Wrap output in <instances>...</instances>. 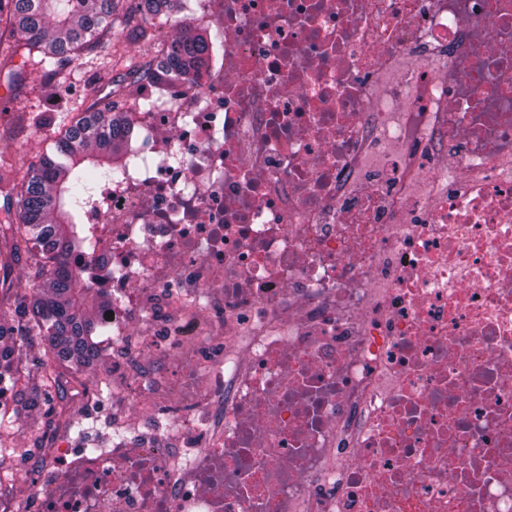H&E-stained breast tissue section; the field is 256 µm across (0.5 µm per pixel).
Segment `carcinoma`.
<instances>
[{"instance_id": "cac0c4a2", "label": "carcinoma", "mask_w": 512, "mask_h": 512, "mask_svg": "<svg viewBox=\"0 0 512 512\" xmlns=\"http://www.w3.org/2000/svg\"><path fill=\"white\" fill-rule=\"evenodd\" d=\"M0 0V18L17 39L0 48L3 59L21 56L31 78L44 79L49 68L76 62L90 53L122 58V35L133 28L151 50L146 75L167 86L198 82L215 43L224 32L192 22L172 37L165 29L183 0ZM130 122L112 106L81 112L54 142L53 150L29 166L4 196L15 205V222L0 225V267L27 256L34 268L24 292L16 293L10 320L0 322V384L15 394V407H0V428L9 427L18 411L33 413L42 405L55 369L80 372L101 359L95 338L106 329L96 312L104 302L89 274L70 265L82 253L93 260L96 243L79 222L80 213L100 201L105 186L127 174ZM23 336L41 338V373H32Z\"/></svg>"}]
</instances>
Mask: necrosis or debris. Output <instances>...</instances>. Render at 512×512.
<instances>
[{
  "label": "necrosis or debris",
  "instance_id": "1",
  "mask_svg": "<svg viewBox=\"0 0 512 512\" xmlns=\"http://www.w3.org/2000/svg\"><path fill=\"white\" fill-rule=\"evenodd\" d=\"M83 218L110 451L27 512H512V0H191Z\"/></svg>",
  "mask_w": 512,
  "mask_h": 512
}]
</instances>
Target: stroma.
Returning a JSON list of instances; mask_svg holds the SVG:
<instances>
[{"label":"stroma","instance_id":"obj_1","mask_svg":"<svg viewBox=\"0 0 512 512\" xmlns=\"http://www.w3.org/2000/svg\"><path fill=\"white\" fill-rule=\"evenodd\" d=\"M127 66L112 65L109 59L90 55L84 65L63 64L61 71L44 83L19 79L5 83L0 78V154L13 158L14 167L0 169V180H15L18 166L38 161L49 147L51 134L72 119V109L115 104L129 107L138 97L130 83ZM103 359L94 367L66 376V395L77 410L79 430H66L58 424L57 403L41 407L33 414H21L5 434L16 459L8 487L10 495L29 503L35 486L29 475V462L45 446L46 436L72 448H101L112 445V424L136 418V411L123 404L112 388V338H101Z\"/></svg>","mask_w":512,"mask_h":512}]
</instances>
